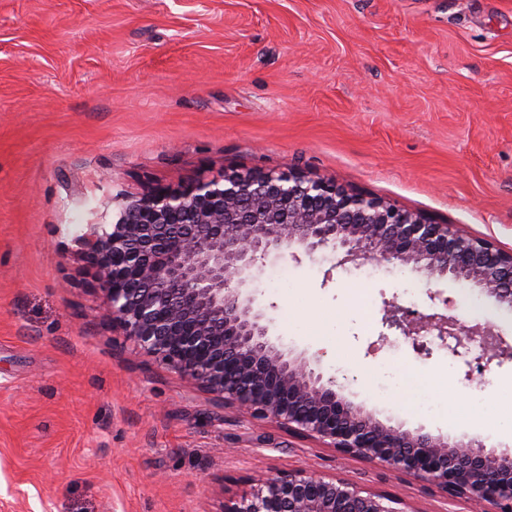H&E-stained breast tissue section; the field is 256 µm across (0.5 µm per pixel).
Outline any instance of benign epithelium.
Returning a JSON list of instances; mask_svg holds the SVG:
<instances>
[{"label":"benign epithelium","mask_w":512,"mask_h":512,"mask_svg":"<svg viewBox=\"0 0 512 512\" xmlns=\"http://www.w3.org/2000/svg\"><path fill=\"white\" fill-rule=\"evenodd\" d=\"M112 325L143 354L232 406L345 455L432 481L451 498L512 512V451L385 425L307 362L284 358L261 316L240 301L242 275L295 245L312 257L342 250L351 261L399 262L470 284L512 308V251L434 224L380 198L299 174L197 178L129 199L119 220L78 237ZM386 324L419 354L431 337L473 355L481 374L502 339L442 313L394 307ZM391 497L302 470L265 478L224 512H402Z\"/></svg>","instance_id":"obj_1"}]
</instances>
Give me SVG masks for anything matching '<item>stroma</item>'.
<instances>
[{"mask_svg": "<svg viewBox=\"0 0 512 512\" xmlns=\"http://www.w3.org/2000/svg\"><path fill=\"white\" fill-rule=\"evenodd\" d=\"M290 171L512 250V0H0V512H221L295 470L407 512H480L222 407L113 329L75 225L155 188ZM338 259L272 256L244 286L272 343L350 376L342 395L381 423L475 439L399 405L407 368L501 392L467 379V355L416 353L386 310L491 327L503 379L512 310L421 271L411 297L394 265ZM315 309L342 352L312 344Z\"/></svg>", "mask_w": 512, "mask_h": 512, "instance_id": "stroma-1", "label": "stroma"}]
</instances>
